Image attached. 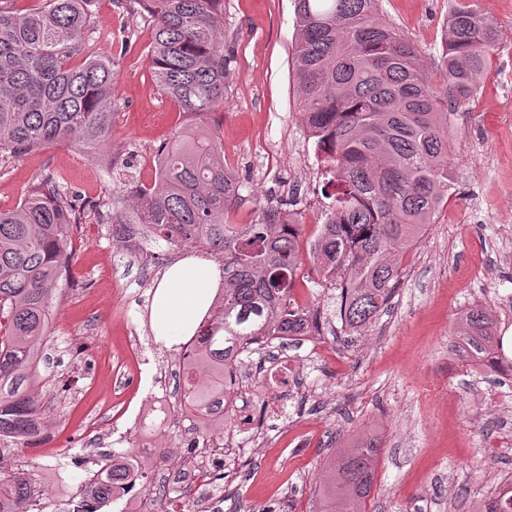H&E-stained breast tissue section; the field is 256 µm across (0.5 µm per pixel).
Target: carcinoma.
Listing matches in <instances>:
<instances>
[{
  "label": "carcinoma",
  "instance_id": "cac0c4a2",
  "mask_svg": "<svg viewBox=\"0 0 512 512\" xmlns=\"http://www.w3.org/2000/svg\"><path fill=\"white\" fill-rule=\"evenodd\" d=\"M89 0H42L24 15L0 10V156L69 143L112 178V194L87 206L59 172L43 169L28 196L0 210V443L38 441L43 416L38 366L53 287L71 266L70 241L84 217L112 225L129 255L146 262L162 240L190 243L224 264V294L213 302L179 362L181 397L197 435L212 442L232 416L236 371L274 337L320 330L326 316L299 305L301 214L282 221L273 206L252 224H229L241 183L224 165L208 116L224 107L232 56L224 49L223 0H116L152 26L149 69L161 93L195 122L179 127L156 159L154 182L130 173L132 154L100 150L112 141L114 62L92 51L112 33L96 28ZM298 39L292 68L309 138L325 168L326 221L313 245L321 282L341 290L337 315L357 330L391 298L407 247L448 202V108L470 106L499 41L475 3L448 12L440 56L445 93L432 89L415 44L383 20L379 0H294ZM473 361L511 372L499 354L495 320L481 305L460 313ZM206 369L210 380L198 381ZM378 441L342 448L331 475L338 512H365L380 455ZM149 470L136 449L105 456L101 480L84 492L106 512L119 494L113 470ZM49 494L27 477H0V512H44ZM474 512H512V484Z\"/></svg>",
  "mask_w": 512,
  "mask_h": 512
}]
</instances>
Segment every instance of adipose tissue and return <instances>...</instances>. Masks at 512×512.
I'll return each instance as SVG.
<instances>
[{
  "label": "adipose tissue",
  "mask_w": 512,
  "mask_h": 512,
  "mask_svg": "<svg viewBox=\"0 0 512 512\" xmlns=\"http://www.w3.org/2000/svg\"><path fill=\"white\" fill-rule=\"evenodd\" d=\"M224 285L220 263L189 253L170 264L150 292L148 322L156 342L180 345L195 335Z\"/></svg>",
  "instance_id": "obj_1"
}]
</instances>
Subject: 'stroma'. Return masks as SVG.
<instances>
[{
  "mask_svg": "<svg viewBox=\"0 0 512 512\" xmlns=\"http://www.w3.org/2000/svg\"><path fill=\"white\" fill-rule=\"evenodd\" d=\"M455 0H381L384 19L420 48L433 87L443 22ZM500 41L475 102L449 115L451 188L448 202L404 254L399 284L387 307L366 328L352 331L331 316L319 350L276 349L292 365L282 387L266 375L273 359L253 354L238 372L235 409L252 417L225 434L224 447L246 445L224 478L249 512H326L328 476L337 449L379 437L382 453L366 512H471L481 498L512 480V375H489L459 358L454 331L470 304L490 309L498 336L512 331V0H478ZM99 29L112 40L97 53L115 60L113 145L127 147L143 183L153 180L158 147L187 119L158 90L148 67L151 30L142 17L120 13L113 0H92ZM134 33L122 49L123 30ZM224 40L234 55L218 127L224 160L243 182L226 220L251 223L260 207L301 213L302 246L321 223V170L303 125L292 57L293 0H224ZM60 170L88 201L101 199L111 179L80 149L56 144L0 157V209L16 207L33 174ZM157 262L131 258L112 240L108 224H84L72 236V263L55 293L41 377L66 381L44 399L54 447L16 451L23 470L54 504L81 492L104 454L123 435L148 427L171 454L185 452L173 415L136 422L132 412L153 397L175 398L179 352L158 344L143 321L149 291L182 256L164 241L151 243ZM316 264L305 259L296 283L300 304L333 311L338 290L317 286ZM136 338L144 362L126 391L132 409L111 429L84 432L82 405L106 411L110 394H90L93 380Z\"/></svg>",
  "mask_w": 512,
  "mask_h": 512,
  "instance_id": "obj_1",
  "label": "stroma"
}]
</instances>
